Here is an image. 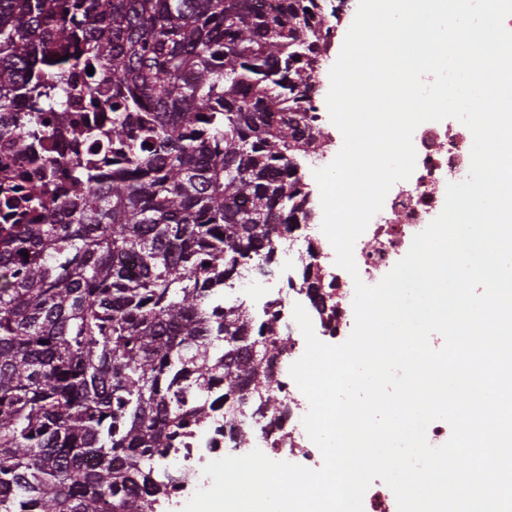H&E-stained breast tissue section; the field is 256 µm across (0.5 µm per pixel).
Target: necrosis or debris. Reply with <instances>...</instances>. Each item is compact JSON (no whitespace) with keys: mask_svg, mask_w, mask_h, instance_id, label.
Returning <instances> with one entry per match:
<instances>
[{"mask_svg":"<svg viewBox=\"0 0 512 512\" xmlns=\"http://www.w3.org/2000/svg\"><path fill=\"white\" fill-rule=\"evenodd\" d=\"M473 137L467 127L450 129L436 122L418 126L413 134L416 166L413 179L394 196L386 199L382 210L364 232L371 246L354 252L362 280L374 281L406 254L415 234L423 231L431 215L441 205V189L446 179L464 180L470 168ZM286 428L271 426L268 418L248 411L236 415L213 434L209 447L198 445L181 449L178 460L186 473L184 482L171 493L170 505L181 508L189 500L191 487L203 483L204 466L224 456H237L251 448L264 449L274 457L292 458L295 464L309 466L317 449L288 445Z\"/></svg>","mask_w":512,"mask_h":512,"instance_id":"4bbe7bcc","label":"necrosis or debris"}]
</instances>
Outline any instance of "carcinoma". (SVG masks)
Instances as JSON below:
<instances>
[{"instance_id": "1", "label": "carcinoma", "mask_w": 512, "mask_h": 512, "mask_svg": "<svg viewBox=\"0 0 512 512\" xmlns=\"http://www.w3.org/2000/svg\"><path fill=\"white\" fill-rule=\"evenodd\" d=\"M332 16L0 0V136L44 146L70 124L81 144L62 198L53 160L28 186L3 176L0 512H167L184 476L157 465L224 407L288 413L270 368L289 338L222 293L271 270L274 230L313 220L299 158L328 143L309 113ZM90 67L85 111L111 106L107 125L68 122Z\"/></svg>"}]
</instances>
